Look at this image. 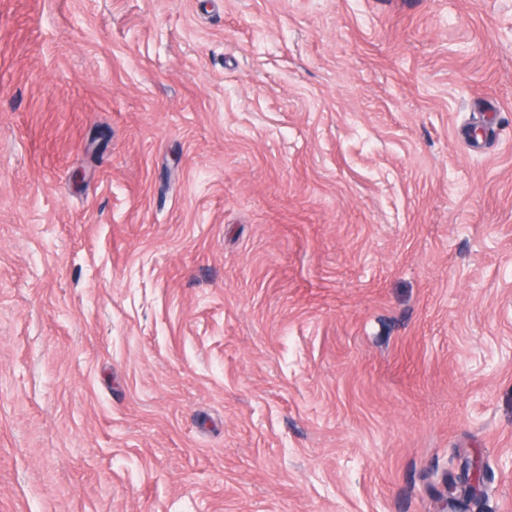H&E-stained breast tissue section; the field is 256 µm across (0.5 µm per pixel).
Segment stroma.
I'll use <instances>...</instances> for the list:
<instances>
[{"label": "stroma", "instance_id": "stroma-1", "mask_svg": "<svg viewBox=\"0 0 512 512\" xmlns=\"http://www.w3.org/2000/svg\"><path fill=\"white\" fill-rule=\"evenodd\" d=\"M0 512H512V0H0Z\"/></svg>", "mask_w": 512, "mask_h": 512}]
</instances>
